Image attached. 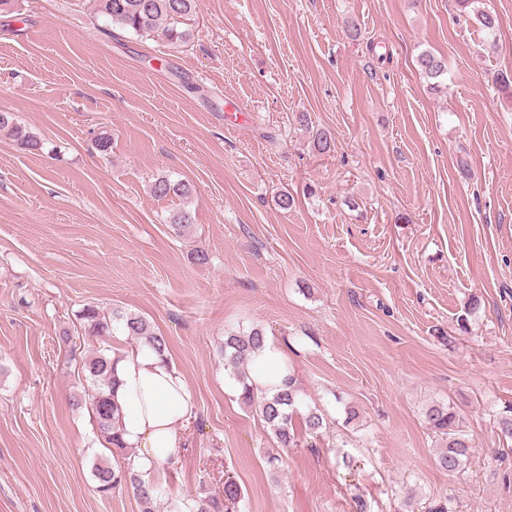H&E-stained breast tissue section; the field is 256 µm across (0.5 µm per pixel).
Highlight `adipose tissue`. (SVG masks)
<instances>
[{"mask_svg":"<svg viewBox=\"0 0 512 512\" xmlns=\"http://www.w3.org/2000/svg\"><path fill=\"white\" fill-rule=\"evenodd\" d=\"M114 399L122 409V440L129 466L143 476L175 465L187 447L196 398L185 376L144 346L122 350L115 364ZM292 371L284 347L267 338L249 365L257 395H272L288 384Z\"/></svg>","mask_w":512,"mask_h":512,"instance_id":"ef3b65f1","label":"adipose tissue"}]
</instances>
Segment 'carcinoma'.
Segmentation results:
<instances>
[{"instance_id": "carcinoma-1", "label": "carcinoma", "mask_w": 512, "mask_h": 512, "mask_svg": "<svg viewBox=\"0 0 512 512\" xmlns=\"http://www.w3.org/2000/svg\"><path fill=\"white\" fill-rule=\"evenodd\" d=\"M460 12L473 16L486 31L494 30L496 17L484 6V0H456ZM96 13L106 25L137 37H149L155 34L163 36L173 45L188 43L193 33L184 27V21L197 13L199 0H93ZM421 73L431 81L430 89L442 91L445 85L443 76L448 67L443 57L424 52L418 59ZM16 141L29 150L41 148L40 140L17 122L11 114L0 120V135ZM152 192L158 198L171 194L187 196L191 193L190 184L182 180L173 181L167 177L156 179ZM192 217L189 211L179 210L169 217V224L176 233H183ZM80 319L88 336L96 339L97 348L82 366L88 388L77 395L74 405L86 406L93 419L103 445L111 453L126 455V447L121 440L122 412L111 399L107 390L116 386L114 370L115 359L109 338L118 330L141 345L152 349L161 357H167V343L157 334L144 316L123 312L118 309L108 311L99 305L88 304L80 311ZM264 331L258 327L243 334H230L224 337V370L228 371L241 385V399L244 404L258 410L260 416L272 431L283 448L298 446L297 433L293 419L303 415L306 432L317 435L325 427L324 415L318 408H310L301 413L304 405L303 394L298 385L273 395L270 398L257 397L247 383L245 366L249 365L252 354L263 346ZM425 420L430 429L441 439L443 448L436 458L439 468L454 473L461 469L470 456L471 444L456 409L444 403H432L425 411ZM93 476L96 489L102 494L127 486L141 505V512H155V502L159 494L158 487L133 472L128 467H113L107 462L93 464ZM240 485L228 477L224 481V495L197 496L191 502L183 503L184 512H227L241 501Z\"/></svg>"}]
</instances>
